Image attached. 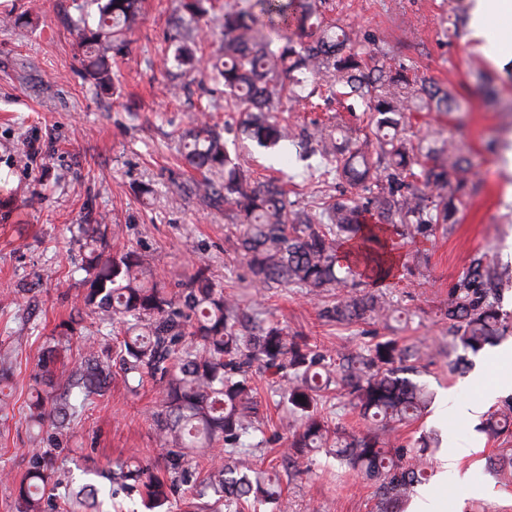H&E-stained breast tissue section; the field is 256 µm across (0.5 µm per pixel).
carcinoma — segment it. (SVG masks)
<instances>
[{
    "mask_svg": "<svg viewBox=\"0 0 512 512\" xmlns=\"http://www.w3.org/2000/svg\"><path fill=\"white\" fill-rule=\"evenodd\" d=\"M322 0H255L249 8H224L220 53L198 57L187 44L214 0H179L169 41L179 75L211 73L224 83V111L245 115L241 136L268 157L295 148L305 160L321 157L324 174L336 186H358V198L345 193L322 202L313 213L290 199L280 178L260 180L228 148L218 127L194 118L179 137L184 162L203 175L195 191L239 225L238 250L253 279L267 288H306L315 295L329 289L344 294L322 309V316L350 323L381 310L379 296L357 291L361 278L385 279L387 226L428 237L436 224H450L454 199L469 171L467 158L453 144L436 145L406 136L412 112L450 113L456 94L436 83L411 79L392 70L367 46L321 11ZM93 24L77 25L81 61L96 83L112 86L111 60L131 51L127 34L142 18L141 0H96ZM342 98L367 104L370 131L337 141L325 124L295 130L284 112L288 102L315 106L314 99ZM378 223H365L364 215ZM87 254L83 304L112 332L123 336L112 355L98 350L93 336H75L70 322L44 344L24 405L32 450L21 479L13 482L16 512H103L112 496L106 484L139 494L152 512H173L169 492L189 482L192 465L206 456L209 466L195 477L183 512H240L235 505L251 497L280 503L281 492L263 471L241 457L245 439L261 431L249 373L259 365L286 379L284 390L300 421L288 463L326 445L328 427L316 394L322 374L336 373L361 416L378 424L361 434H336V460L349 470L380 481V512H400L413 488L426 480V463L413 452L390 447L383 433L395 424L418 420L430 395L398 375L397 364L415 351L387 339L366 351L347 350L338 359L288 334L277 322L248 316L232 293L217 287L200 263L176 292L168 291L147 256L135 249L114 250L100 224L79 225ZM509 269L491 268L474 256L448 292V331L453 345L478 353L504 335L496 284ZM80 343L78 357L64 369L56 358ZM118 363L125 381L150 378L165 396L153 418L161 442L162 468L141 460L117 467L86 469L100 478L76 485L57 465L56 450L79 423L86 408L103 396ZM16 370L15 350L0 352V419L9 418L11 401L3 382ZM512 406L488 414L485 429L493 439L509 434Z\"/></svg>",
    "mask_w": 512,
    "mask_h": 512,
    "instance_id": "1",
    "label": "carcinoma"
}]
</instances>
